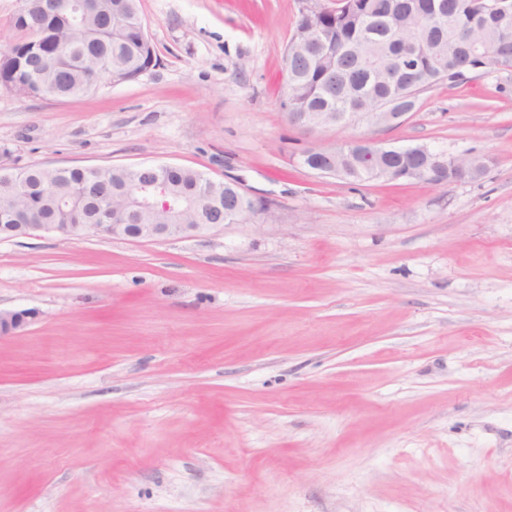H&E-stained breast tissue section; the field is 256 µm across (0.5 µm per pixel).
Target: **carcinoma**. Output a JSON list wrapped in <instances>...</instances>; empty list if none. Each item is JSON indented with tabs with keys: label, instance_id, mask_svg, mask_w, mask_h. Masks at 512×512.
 I'll return each instance as SVG.
<instances>
[{
	"label": "carcinoma",
	"instance_id": "1",
	"mask_svg": "<svg viewBox=\"0 0 512 512\" xmlns=\"http://www.w3.org/2000/svg\"><path fill=\"white\" fill-rule=\"evenodd\" d=\"M491 0H336L300 12L285 50L292 71L290 112H362L391 94L403 112L415 107L413 73L401 71V54L430 74L431 84H455L474 67L512 64V11L490 9ZM19 36L0 47V86L25 97H75L97 91L103 79H137L153 62L138 0H22L14 18ZM497 46V59L482 63L471 47ZM447 72L434 74L437 53ZM354 146L339 153V177L369 179ZM380 168L413 166L406 153L377 158ZM161 181L171 208H125L133 185ZM238 193L232 182L193 169L159 165L70 168H0V225L96 224L99 205L113 201L112 224L215 222V205Z\"/></svg>",
	"mask_w": 512,
	"mask_h": 512
}]
</instances>
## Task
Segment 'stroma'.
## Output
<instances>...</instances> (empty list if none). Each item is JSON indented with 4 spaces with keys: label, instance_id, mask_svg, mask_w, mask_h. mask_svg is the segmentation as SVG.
I'll return each mask as SVG.
<instances>
[{
    "label": "stroma",
    "instance_id": "obj_1",
    "mask_svg": "<svg viewBox=\"0 0 512 512\" xmlns=\"http://www.w3.org/2000/svg\"><path fill=\"white\" fill-rule=\"evenodd\" d=\"M303 5L140 0L136 80L0 87V166L190 168L277 219L0 241V512H512V71L320 136L481 179L322 176L283 108Z\"/></svg>",
    "mask_w": 512,
    "mask_h": 512
}]
</instances>
